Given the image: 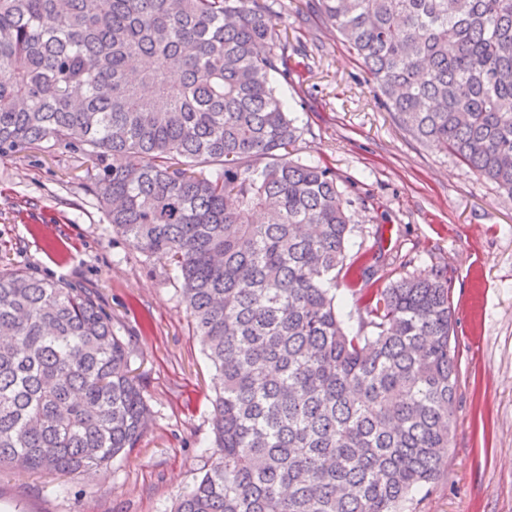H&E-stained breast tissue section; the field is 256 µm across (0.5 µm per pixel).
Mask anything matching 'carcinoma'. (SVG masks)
Segmentation results:
<instances>
[{"label":"carcinoma","instance_id":"cac0c4a2","mask_svg":"<svg viewBox=\"0 0 512 512\" xmlns=\"http://www.w3.org/2000/svg\"><path fill=\"white\" fill-rule=\"evenodd\" d=\"M381 106L512 196V0H319ZM262 0H0V157L80 151L112 231L174 265L224 379L176 512H405L437 481L456 366L447 271L379 288L349 201L288 148ZM350 276L357 327L336 311ZM96 297L0 273V466L81 476L150 418Z\"/></svg>","mask_w":512,"mask_h":512}]
</instances>
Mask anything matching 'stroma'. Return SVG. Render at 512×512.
<instances>
[{
    "label": "stroma",
    "mask_w": 512,
    "mask_h": 512,
    "mask_svg": "<svg viewBox=\"0 0 512 512\" xmlns=\"http://www.w3.org/2000/svg\"><path fill=\"white\" fill-rule=\"evenodd\" d=\"M302 82L284 90L295 155L330 166L350 200L351 252L378 256L379 285L442 267L454 311L456 400L441 475L409 512H512V197L406 132L374 97L343 37L313 0H269ZM85 157L32 145L0 157V270L92 288L150 407L123 460L79 477L0 467V512H174L210 465L206 361L164 262L112 231L84 188Z\"/></svg>",
    "instance_id": "35a3bbf8"
}]
</instances>
